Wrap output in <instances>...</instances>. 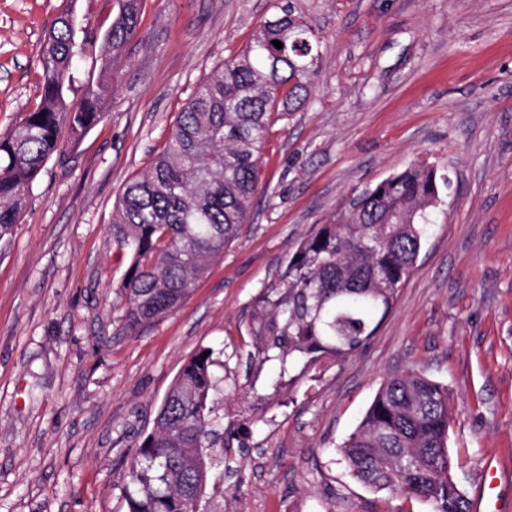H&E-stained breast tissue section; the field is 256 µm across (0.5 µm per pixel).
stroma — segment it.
Wrapping results in <instances>:
<instances>
[{"instance_id":"1","label":"stroma","mask_w":512,"mask_h":512,"mask_svg":"<svg viewBox=\"0 0 512 512\" xmlns=\"http://www.w3.org/2000/svg\"><path fill=\"white\" fill-rule=\"evenodd\" d=\"M281 0H143L102 122L52 157L0 238V512H127L130 463L184 360L213 349L224 512H431L374 492L338 448L381 384H447L448 448L475 497L486 462L512 512V0H292L322 46L308 105L272 117L246 224L171 313L122 330L130 262L112 238L195 87ZM64 0H0V131L38 103L42 37ZM416 160L452 178L391 312L356 354L273 389L249 318L346 195Z\"/></svg>"}]
</instances>
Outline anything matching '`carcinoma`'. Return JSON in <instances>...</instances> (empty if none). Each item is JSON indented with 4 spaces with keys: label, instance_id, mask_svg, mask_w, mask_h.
Here are the masks:
<instances>
[{
    "label": "carcinoma",
    "instance_id": "carcinoma-1",
    "mask_svg": "<svg viewBox=\"0 0 512 512\" xmlns=\"http://www.w3.org/2000/svg\"><path fill=\"white\" fill-rule=\"evenodd\" d=\"M141 0H117L107 27L76 23L66 4L41 43L39 103L0 134V238L19 223L33 181L62 154L60 132L77 143L103 118L114 74L137 36ZM278 40V49L272 41ZM321 50L291 6L260 23L248 45L195 88L149 169L125 185L112 219L130 256L121 282L123 321L135 329L177 308L246 223L273 114L309 101ZM448 173L417 160L355 187L331 222L298 244L285 269L257 298L250 328L261 368L302 379L323 357L362 349L390 312L443 214ZM224 363L192 354L162 400L125 487L128 512H217L204 499L210 470L224 459L217 407ZM448 386L405 370L378 389L339 447L351 474L376 492L417 497L431 512H470L448 451Z\"/></svg>",
    "mask_w": 512,
    "mask_h": 512
}]
</instances>
